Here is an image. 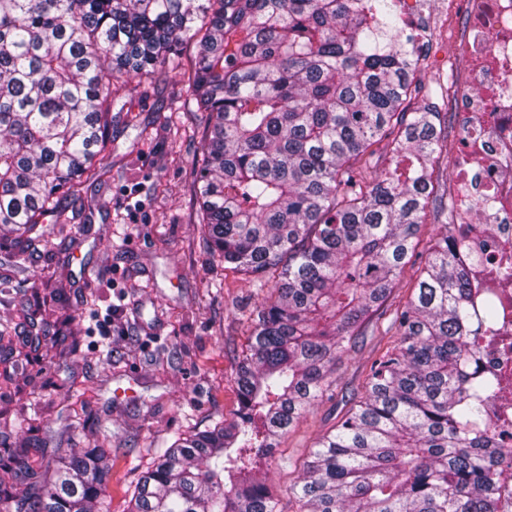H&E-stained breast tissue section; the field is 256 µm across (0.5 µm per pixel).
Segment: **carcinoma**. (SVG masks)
<instances>
[{
    "label": "carcinoma",
    "instance_id": "cac0c4a2",
    "mask_svg": "<svg viewBox=\"0 0 512 512\" xmlns=\"http://www.w3.org/2000/svg\"><path fill=\"white\" fill-rule=\"evenodd\" d=\"M370 2L0 0V231L13 255L46 221L71 223L69 205L111 173L124 76L153 81L190 43L181 81L207 113L193 179L203 237L266 290L246 317L238 413L159 453L128 512H278L265 476L277 441L332 396L365 323L398 342L288 489L297 512H499L512 447L480 408L498 382L468 369L498 314L468 321L454 225L430 239L418 295L384 306L448 194L435 184L441 113L406 111L418 59L387 0ZM62 294L35 302L40 315L56 316ZM109 473L103 448H71L42 478L26 449L5 447L0 512H93Z\"/></svg>",
    "mask_w": 512,
    "mask_h": 512
}]
</instances>
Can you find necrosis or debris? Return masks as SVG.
Listing matches in <instances>:
<instances>
[{"instance_id": "necrosis-or-debris-1", "label": "necrosis or debris", "mask_w": 512, "mask_h": 512, "mask_svg": "<svg viewBox=\"0 0 512 512\" xmlns=\"http://www.w3.org/2000/svg\"><path fill=\"white\" fill-rule=\"evenodd\" d=\"M405 19L435 16L444 31L461 29L451 43L467 83L458 88L470 119L454 157L455 227L465 255L477 258L474 305L493 307L498 330L480 341L482 371L502 389L484 402L489 430L512 432V0H397Z\"/></svg>"}]
</instances>
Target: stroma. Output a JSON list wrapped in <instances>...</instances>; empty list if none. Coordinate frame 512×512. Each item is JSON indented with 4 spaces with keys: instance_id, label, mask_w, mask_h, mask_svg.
Instances as JSON below:
<instances>
[{
    "instance_id": "35a3bbf8",
    "label": "stroma",
    "mask_w": 512,
    "mask_h": 512,
    "mask_svg": "<svg viewBox=\"0 0 512 512\" xmlns=\"http://www.w3.org/2000/svg\"><path fill=\"white\" fill-rule=\"evenodd\" d=\"M424 24L429 33L414 49L416 102L442 112L454 150L467 121L455 107L461 67L449 63L436 21ZM129 87L126 107L139 123L115 120L112 174L89 187L90 210L50 225L36 250L18 257L21 278L0 269V442L27 448L38 471L69 448L111 449L109 512H127L160 449L237 413L243 319L261 301L249 276L212 263L203 246L192 180L204 115L178 71L153 84L133 78ZM21 283L42 297L63 286V308L78 316L75 354L53 366L14 365L12 349L37 334L16 314ZM395 342L363 336L337 360L335 386L363 392ZM347 410L339 398L322 400L281 437L269 473L278 512H296L288 488Z\"/></svg>"
}]
</instances>
